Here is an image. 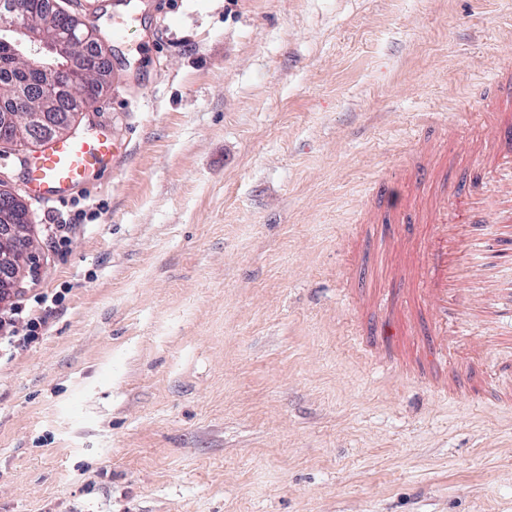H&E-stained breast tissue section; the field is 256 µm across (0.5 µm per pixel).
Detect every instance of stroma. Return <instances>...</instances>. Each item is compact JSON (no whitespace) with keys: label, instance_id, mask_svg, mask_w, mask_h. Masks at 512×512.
Instances as JSON below:
<instances>
[{"label":"stroma","instance_id":"1","mask_svg":"<svg viewBox=\"0 0 512 512\" xmlns=\"http://www.w3.org/2000/svg\"><path fill=\"white\" fill-rule=\"evenodd\" d=\"M87 14L112 76L89 119L122 155L48 202L0 152L40 267L15 300L44 322L0 356V512H512V408L371 355L340 291L379 245L372 180L437 121L472 129L512 65V0Z\"/></svg>","mask_w":512,"mask_h":512}]
</instances>
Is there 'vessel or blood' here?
Instances as JSON below:
<instances>
[{"instance_id":"b4317fda","label":"vessel or blood","mask_w":512,"mask_h":512,"mask_svg":"<svg viewBox=\"0 0 512 512\" xmlns=\"http://www.w3.org/2000/svg\"><path fill=\"white\" fill-rule=\"evenodd\" d=\"M484 127L456 142L420 138L403 171V194L375 180L360 211L364 232L389 227L365 275L347 280L369 336L412 344L408 374L448 397L512 406V68L479 89ZM116 148L103 134L56 140L39 158L36 187L57 200L102 170ZM396 285L395 294L380 291ZM500 380L490 385L488 366Z\"/></svg>"}]
</instances>
